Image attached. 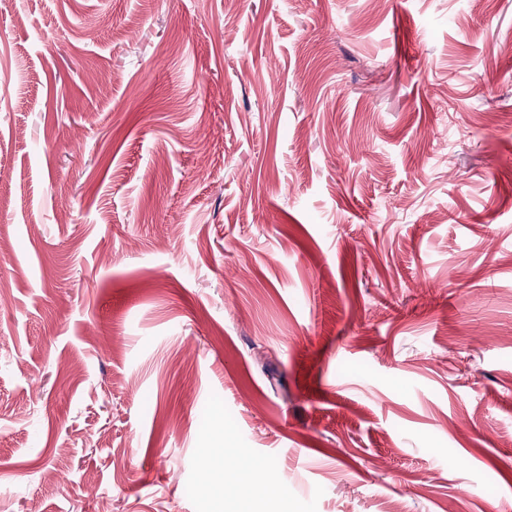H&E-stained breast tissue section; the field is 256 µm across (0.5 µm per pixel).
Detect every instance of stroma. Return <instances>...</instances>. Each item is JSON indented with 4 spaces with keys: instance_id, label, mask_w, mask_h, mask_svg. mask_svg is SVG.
I'll use <instances>...</instances> for the list:
<instances>
[{
    "instance_id": "obj_1",
    "label": "stroma",
    "mask_w": 512,
    "mask_h": 512,
    "mask_svg": "<svg viewBox=\"0 0 512 512\" xmlns=\"http://www.w3.org/2000/svg\"><path fill=\"white\" fill-rule=\"evenodd\" d=\"M0 512H512V0H0ZM232 447L233 441L231 436L224 432V448H205L202 455L207 463L215 465L220 462L222 467H231L237 473L261 472L264 469V465L260 461L237 456Z\"/></svg>"
}]
</instances>
